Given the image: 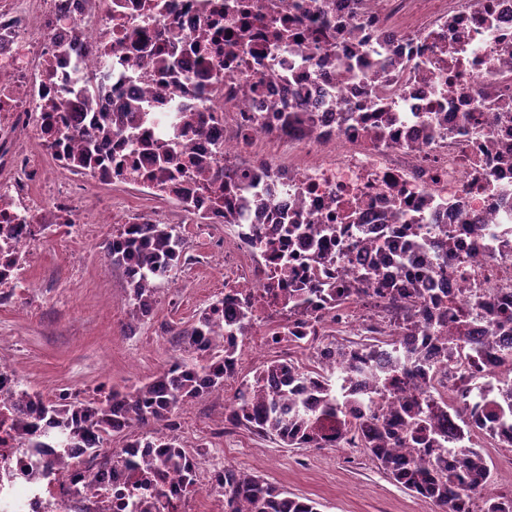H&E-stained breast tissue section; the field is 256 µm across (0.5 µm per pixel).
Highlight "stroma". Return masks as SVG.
I'll return each mask as SVG.
<instances>
[{"label": "stroma", "instance_id": "obj_1", "mask_svg": "<svg viewBox=\"0 0 512 512\" xmlns=\"http://www.w3.org/2000/svg\"><path fill=\"white\" fill-rule=\"evenodd\" d=\"M188 272L172 271L157 303L134 330L128 285L104 250L105 229L77 225L63 241L38 246L28 257L33 289L0 301V362L22 388L53 397L92 399L99 387L127 388L158 375L180 350L177 327L197 319L224 285L202 225L182 224ZM179 447L202 434L200 454L259 475L288 494L315 501L319 512H438L427 499L393 482L361 448H289L244 429L226 431L224 395H205L174 415Z\"/></svg>", "mask_w": 512, "mask_h": 512}]
</instances>
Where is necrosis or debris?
Returning a JSON list of instances; mask_svg holds the SVG:
<instances>
[{"instance_id": "obj_1", "label": "necrosis or debris", "mask_w": 512, "mask_h": 512, "mask_svg": "<svg viewBox=\"0 0 512 512\" xmlns=\"http://www.w3.org/2000/svg\"><path fill=\"white\" fill-rule=\"evenodd\" d=\"M90 182L153 206L87 214ZM178 212L224 232L216 320L245 307L257 329L236 368L313 336L337 398L377 425L427 394L442 447H512V412L481 398L512 388V0H0V295L44 240L30 225L119 236ZM326 286L340 297L284 302ZM341 336L379 338V357L328 356ZM151 454L118 467L2 425L0 512H102Z\"/></svg>"}]
</instances>
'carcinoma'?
<instances>
[{
  "label": "carcinoma",
  "mask_w": 512,
  "mask_h": 512,
  "mask_svg": "<svg viewBox=\"0 0 512 512\" xmlns=\"http://www.w3.org/2000/svg\"><path fill=\"white\" fill-rule=\"evenodd\" d=\"M117 112L103 114L102 125L86 134L87 143L112 133L120 122ZM110 261L128 270L130 291L128 304L132 320L148 316L156 303V289L144 281L155 272H166L183 257V241L171 224H141L129 237L105 241ZM213 313H203L195 323L177 328V336L186 355L174 358L152 380L126 390H99L95 399H79L60 395L47 399L39 392L19 390L20 401L29 412L15 417L13 430L23 440L42 434L45 448H83L93 453L105 440L134 426L167 422L185 403L224 389V379L236 358L235 344L222 342L213 335ZM230 331L242 336L252 328V318L244 310L229 323ZM295 366L273 360L260 371L253 382L244 384L245 392H259L260 399L231 408L230 422L258 435L273 436L291 448H323L326 433L334 431L348 438L362 431L372 418L358 419L336 401V391L321 375L310 372L306 383L319 398L320 406L290 410L283 406L290 384L283 379L285 370ZM430 417L428 405L413 403L400 414L394 424L380 430L366 442V449L380 468L408 491L431 500L439 512H475L474 500L481 497L489 466L485 456L475 448H461L453 462L439 450L419 448L416 454L402 455L395 448H386L387 436L427 430ZM128 448H152L143 483L132 503L133 512H160L162 492L148 479L163 470H175L185 491L196 484L195 463L175 439L154 432H145L127 442ZM217 488L224 495V512H317L310 500L288 496L266 479L247 472L226 468L217 476ZM480 512H512V495L485 499Z\"/></svg>",
  "instance_id": "obj_1"
}]
</instances>
